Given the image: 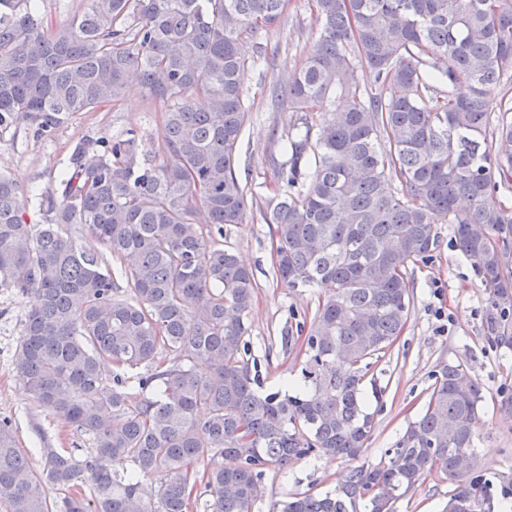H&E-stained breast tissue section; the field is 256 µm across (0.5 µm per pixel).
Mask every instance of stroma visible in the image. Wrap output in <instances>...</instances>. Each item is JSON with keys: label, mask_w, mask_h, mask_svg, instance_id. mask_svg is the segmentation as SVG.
Here are the masks:
<instances>
[{"label": "stroma", "mask_w": 512, "mask_h": 512, "mask_svg": "<svg viewBox=\"0 0 512 512\" xmlns=\"http://www.w3.org/2000/svg\"><path fill=\"white\" fill-rule=\"evenodd\" d=\"M320 27L309 0H290L277 24L242 46L245 57L258 46L276 49L273 64L249 69L244 82L250 114L238 146L237 174L252 191L244 223L224 229V242L252 271L256 296L250 312V357L264 378L265 388L282 379H297L300 343L299 317L312 315L327 288L315 285L290 289L277 278L271 259L272 236L265 222L266 202L281 186L277 164L283 159L273 135L286 115L272 111L269 87L298 64L303 50L318 38ZM162 106L141 86L127 90L120 108L80 112L51 135L34 136L31 122L18 114L10 127L0 129V170L9 173L26 191L25 218L41 221L37 199L65 172L74 143L88 136L113 138L127 128L138 129L142 147L157 151ZM413 297L408 324L375 375L384 391L376 405L375 428L365 444L362 463L386 461V451L425 408L439 361L466 365L483 387L477 451L484 476L491 481L512 478V350L495 347L486 333L485 290L471 261L456 247L451 225L441 227L440 249L431 263L410 270ZM31 297L0 288V417L11 418L16 446L33 463L45 448L90 452L93 440L37 407L19 380L15 359L23 341V322ZM348 463L338 458L302 459L288 470H269L267 494L254 512H272L288 494L314 489L326 491L342 482ZM448 482L431 475L396 505V512H442L448 500Z\"/></svg>", "instance_id": "obj_1"}]
</instances>
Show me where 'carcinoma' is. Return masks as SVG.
Segmentation results:
<instances>
[{
    "label": "carcinoma",
    "mask_w": 512,
    "mask_h": 512,
    "mask_svg": "<svg viewBox=\"0 0 512 512\" xmlns=\"http://www.w3.org/2000/svg\"><path fill=\"white\" fill-rule=\"evenodd\" d=\"M311 2L320 35L270 93L289 118L285 189L265 218L280 281L333 288L298 325L290 391L262 389L246 340L254 276L214 240L248 206L240 45L285 0H88L55 27L35 0H0V128L22 112L49 135L133 82L164 106L154 156L134 129L78 141L39 224L0 174V288L32 298L17 376L93 438L89 457L45 448L35 469L0 419V512H191L200 487L211 512H253L270 468L356 461L375 427L366 389L381 393L369 371L405 329L408 271L436 256L440 224L481 276L491 341L512 347V209L497 197L512 190V0ZM74 225L104 243L119 278L78 248ZM433 377L388 463L273 512H395L434 473L450 484L444 512H501L512 480L480 469L479 381L444 360Z\"/></svg>",
    "instance_id": "carcinoma-1"
}]
</instances>
